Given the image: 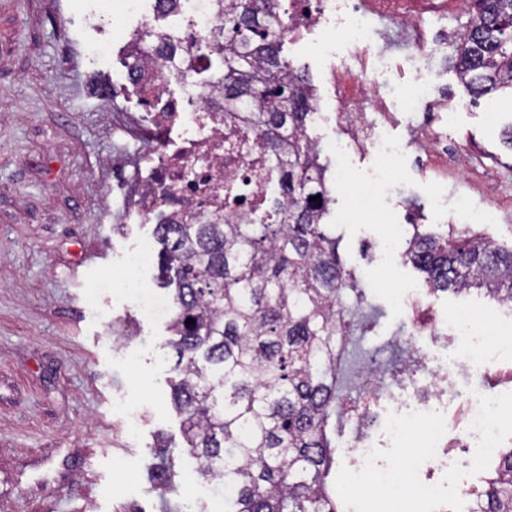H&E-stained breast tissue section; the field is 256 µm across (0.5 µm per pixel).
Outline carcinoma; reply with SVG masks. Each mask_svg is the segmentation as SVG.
<instances>
[{
  "label": "carcinoma",
  "instance_id": "carcinoma-1",
  "mask_svg": "<svg viewBox=\"0 0 512 512\" xmlns=\"http://www.w3.org/2000/svg\"><path fill=\"white\" fill-rule=\"evenodd\" d=\"M457 49L459 76L476 94L512 93V0H478ZM259 0H232L224 19V93L248 114L261 151L276 158L279 195L263 224L155 226L158 283L170 291L179 381L171 400L198 473L224 490V512H339L337 342L350 333L347 295L364 291L325 231L326 168L309 148L308 104L284 74V30ZM404 259L433 291L480 286L512 303V249L471 227L412 234ZM194 323L188 325L186 320ZM155 467L172 476L167 445ZM469 512H512V448L474 490Z\"/></svg>",
  "mask_w": 512,
  "mask_h": 512
}]
</instances>
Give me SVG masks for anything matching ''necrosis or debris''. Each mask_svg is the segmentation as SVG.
Segmentation results:
<instances>
[{"instance_id": "1", "label": "necrosis or debris", "mask_w": 512, "mask_h": 512, "mask_svg": "<svg viewBox=\"0 0 512 512\" xmlns=\"http://www.w3.org/2000/svg\"><path fill=\"white\" fill-rule=\"evenodd\" d=\"M121 3L120 18L133 27L121 46L126 61L118 76L139 93L143 108L139 123L145 175L129 218L142 223L161 213L175 222H193L201 212L218 209L239 224L259 220L253 202L271 183L276 161L259 155L253 128L241 119L244 105L224 98V70L218 65L224 0H180L172 14L161 13L158 0ZM475 5V0H274V15L284 23L288 41L314 43L331 36L344 46L327 78L333 109L311 102L312 122L334 123L338 136L329 144H315V152L339 158L368 152L383 181L396 157L408 151L432 173L434 189H441L448 180V146L436 129L449 113L443 86L432 80L410 89L405 104L421 106L422 120L413 124L406 142L397 143L385 135L394 106L378 94L377 75L388 56L435 70L448 59L446 19L474 11ZM174 82L179 92L171 91ZM399 305L406 313L409 339L426 338L433 345L424 361L429 380L420 384L407 378L402 395L385 403L379 394L380 373L368 375L363 397L344 412L372 437L354 439L345 453L359 467L371 447H389L384 430L388 412H440L446 432L422 476L423 483L434 485L448 468L451 449L477 447L480 438L469 429L478 410L476 395L449 387L442 363L455 356L479 378L498 369L483 349L500 339L499 319L475 308L450 316L425 315L416 290L407 291ZM501 372L512 385V366Z\"/></svg>"}]
</instances>
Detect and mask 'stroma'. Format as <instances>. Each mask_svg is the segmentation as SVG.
<instances>
[{
  "mask_svg": "<svg viewBox=\"0 0 512 512\" xmlns=\"http://www.w3.org/2000/svg\"><path fill=\"white\" fill-rule=\"evenodd\" d=\"M94 8L93 0H0V512H224L184 449L174 451L171 487L149 471L158 445L181 437L170 396L177 373L167 320L144 318L129 293L133 278L156 287L158 254L127 274L128 254L153 241L154 226L125 221L135 99L92 55L95 45H112L113 33L73 21ZM281 55L325 97L324 48L287 42ZM440 81L455 109L444 134L467 166L448 167V206L495 210L481 230L511 248L512 148L502 132L512 105L502 93L474 97L454 64L442 66ZM344 167L328 222L345 268L366 290L360 313L372 320L354 335L344 368L351 402L369 357L404 370L409 350H428L406 340L394 303L400 290L421 289L442 314L507 308L479 291L426 290L404 262L405 216L440 229L416 166H400L391 195L365 215L352 197L374 159L357 154ZM391 235L394 248L379 251Z\"/></svg>",
  "mask_w": 512,
  "mask_h": 512,
  "instance_id": "35a3bbf8",
  "label": "stroma"
}]
</instances>
